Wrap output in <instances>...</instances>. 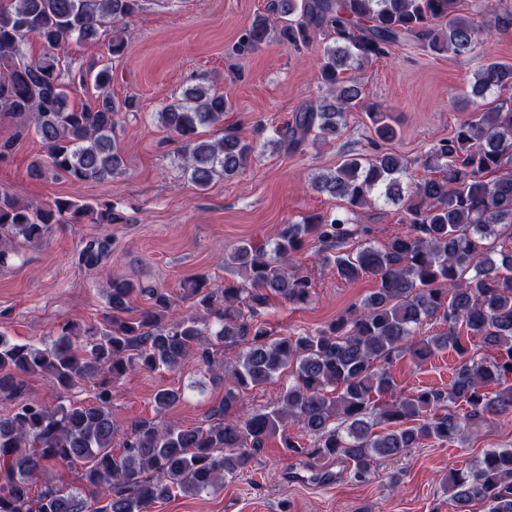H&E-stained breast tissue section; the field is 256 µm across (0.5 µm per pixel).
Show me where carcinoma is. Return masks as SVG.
Here are the masks:
<instances>
[{"label":"carcinoma","instance_id":"carcinoma-1","mask_svg":"<svg viewBox=\"0 0 512 512\" xmlns=\"http://www.w3.org/2000/svg\"><path fill=\"white\" fill-rule=\"evenodd\" d=\"M141 8L140 0H0V118L19 132L34 129L46 159L32 162L39 178L51 171L72 182L102 181L123 173L115 135L119 112L131 98H112V70L75 69L51 54L29 57V36L54 49L76 40L93 49L99 31L112 27L109 54L127 48L118 23ZM471 16L457 0H268L265 12L244 27L234 44L239 56L275 40L301 51L318 33L332 40L319 65L326 95L302 106L276 129L272 144L302 151L336 139L348 115L362 111L375 137H398V121L371 103L352 76L404 43L431 55L476 59L478 45L512 27L487 0H474ZM93 85L77 106L71 96ZM512 88V63L481 62L463 109L471 116L439 139L415 164L425 171L409 180L413 162L394 152L347 154L313 190L343 202L344 211L307 215L281 227L271 245L243 241L224 255L225 269L243 279L208 288L204 276L183 282L193 311L170 317L175 299L164 288L108 279L112 316L102 327L64 325L40 346L14 344L0 333V398L14 404L0 416V512H151L176 494L196 495L249 472L269 438L281 435L292 455L344 458L352 475L366 478L381 459L397 458L425 441L463 443L493 416L512 414V252L490 239L512 231V99L488 101ZM232 106L214 86L192 84L164 104L161 125L180 143V159L201 190L242 174L257 149L224 126ZM222 126L218 138L199 129ZM402 205L406 230L381 245L363 240L367 229L349 215L380 200ZM111 203L59 199L48 205L19 202L0 192V263L22 240L36 244L57 224H112ZM312 244L336 277H365L376 288L344 314L311 332L276 337L262 319L270 297L292 305L311 301L313 283L300 273L298 253ZM107 239L83 242L77 264L98 270L111 251ZM150 305L129 314L133 296ZM435 320L445 331L422 334ZM489 351L477 358L474 346ZM452 348L458 366L448 389L405 394L386 366L409 356L426 361ZM193 360L224 385L214 424L184 428L164 413L180 397L175 389L154 394L156 416L138 420L112 444L116 385L133 370H174ZM288 374L279 400L245 414L233 412L239 397ZM46 377L56 389L94 385L97 404L51 405L28 395L24 375ZM295 424L312 437L305 448L288 434ZM82 466L81 485H45L36 479L57 466ZM450 512H512V448H490L469 467L442 482Z\"/></svg>","mask_w":512,"mask_h":512}]
</instances>
